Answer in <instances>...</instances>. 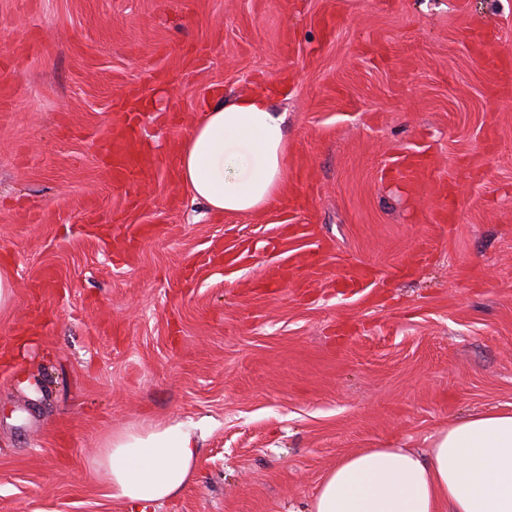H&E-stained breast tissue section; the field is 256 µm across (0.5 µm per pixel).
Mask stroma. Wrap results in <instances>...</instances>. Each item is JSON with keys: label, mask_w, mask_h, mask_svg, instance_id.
<instances>
[{"label": "stroma", "mask_w": 512, "mask_h": 512, "mask_svg": "<svg viewBox=\"0 0 512 512\" xmlns=\"http://www.w3.org/2000/svg\"><path fill=\"white\" fill-rule=\"evenodd\" d=\"M481 31L512 54V0H0V512H128L88 466L131 424L204 432L147 512H299L346 453L512 410V82ZM272 84L303 207L214 219L166 170L106 178L128 94L162 154ZM419 151L449 223L388 175Z\"/></svg>", "instance_id": "35a3bbf8"}]
</instances>
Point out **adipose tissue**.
Segmentation results:
<instances>
[{"mask_svg": "<svg viewBox=\"0 0 512 512\" xmlns=\"http://www.w3.org/2000/svg\"><path fill=\"white\" fill-rule=\"evenodd\" d=\"M285 117L270 93L208 107L182 141L178 177L216 216L257 213L288 178ZM200 437L183 422L133 425L104 438L89 468L130 509L176 499L191 480ZM308 512H512V411L449 423L427 453L361 448L323 476Z\"/></svg>", "mask_w": 512, "mask_h": 512, "instance_id": "1", "label": "adipose tissue"}]
</instances>
